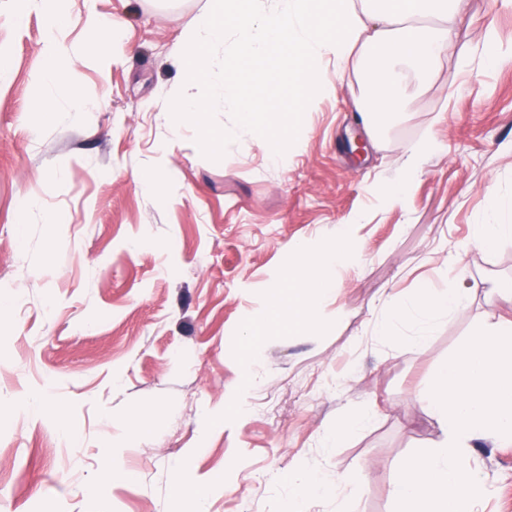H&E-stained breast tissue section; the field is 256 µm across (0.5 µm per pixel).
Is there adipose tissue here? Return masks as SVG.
<instances>
[{
  "mask_svg": "<svg viewBox=\"0 0 512 512\" xmlns=\"http://www.w3.org/2000/svg\"><path fill=\"white\" fill-rule=\"evenodd\" d=\"M17 2L20 11L42 13L46 80L64 86L69 52L57 32L67 19L69 0ZM468 8L469 0H283L281 8L265 10L259 0H215L183 36V78L172 91L174 110L181 122L203 129L209 112L232 109L239 116L237 126L207 136L204 147L221 152L250 136L278 165L282 155L272 134L275 122L284 114L289 127L299 125L309 103L328 93L322 65L332 60L337 71L350 67L367 76V89L354 106L365 115L367 134L379 138L400 119L405 87L429 83L454 50ZM227 40L232 51L223 69H215L212 51ZM255 76L284 82L287 95H258L251 83ZM346 258L336 249L326 260L306 259L289 268L287 294L271 298L266 317L246 330L242 346L251 345L271 323L294 329L316 322L335 285L332 271ZM466 300L462 292L440 295L423 289L409 302H394L393 317L413 321L410 343L420 348Z\"/></svg>",
  "mask_w": 512,
  "mask_h": 512,
  "instance_id": "obj_1",
  "label": "adipose tissue"
}]
</instances>
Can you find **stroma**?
Returning <instances> with one entry per match:
<instances>
[{
	"label": "stroma",
	"mask_w": 512,
	"mask_h": 512,
	"mask_svg": "<svg viewBox=\"0 0 512 512\" xmlns=\"http://www.w3.org/2000/svg\"><path fill=\"white\" fill-rule=\"evenodd\" d=\"M209 5L71 0L59 38L77 57L82 107L48 117L30 109L47 91L43 18L0 0L11 63L0 84V512H193L177 479L217 475L226 485L206 512H282L299 461L331 495L338 477L358 478L350 512H390L398 463L438 437L413 392L478 325L512 319V292L484 299L485 279L512 284V239L471 241L487 187L512 200V64L488 62L481 42L490 24L512 36V7L471 0L466 65L444 59L429 85L407 88L400 121L375 141L352 109L359 78L323 63L331 91L277 167L252 144L209 153L195 126L171 131L182 35ZM91 7L122 21V47L85 54ZM427 136L422 173L388 203L403 144ZM151 170L164 197L141 187ZM339 241L348 261L318 322L271 331L245 366L238 341L288 267ZM423 288L472 299L424 348L378 336L388 297ZM248 368L256 384L236 415L227 400ZM41 392L66 405L69 430L26 409ZM358 410L373 411L371 424L329 442ZM113 439L128 477L100 487ZM471 456L491 489L479 512H512V447Z\"/></svg>",
	"instance_id": "obj_1"
}]
</instances>
